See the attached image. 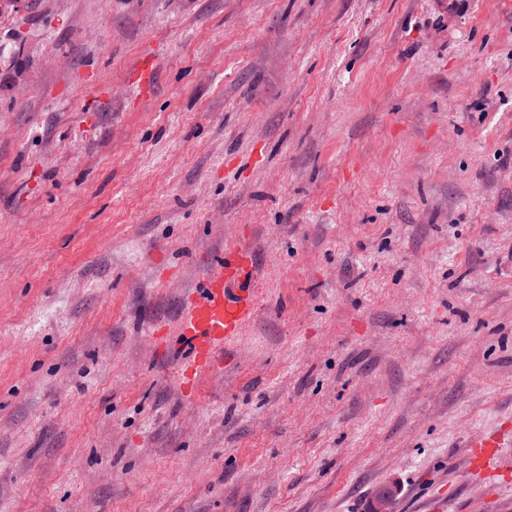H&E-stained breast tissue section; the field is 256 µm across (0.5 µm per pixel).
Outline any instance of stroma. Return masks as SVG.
Here are the masks:
<instances>
[{
	"label": "stroma",
	"mask_w": 512,
	"mask_h": 512,
	"mask_svg": "<svg viewBox=\"0 0 512 512\" xmlns=\"http://www.w3.org/2000/svg\"><path fill=\"white\" fill-rule=\"evenodd\" d=\"M241 245L257 312L186 394ZM387 484L512 512V0H0V512ZM240 248L232 260L224 256L203 270L196 294L187 305L179 336L192 353L182 384L194 387L197 379L224 364V344L237 336L256 310L253 292L256 267ZM472 460L480 468L493 473L496 464V449L499 445L494 440H487L477 445H472Z\"/></svg>",
	"instance_id": "35a3bbf8"
}]
</instances>
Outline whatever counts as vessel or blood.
<instances>
[{
  "label": "vessel or blood",
  "mask_w": 512,
  "mask_h": 512,
  "mask_svg": "<svg viewBox=\"0 0 512 512\" xmlns=\"http://www.w3.org/2000/svg\"><path fill=\"white\" fill-rule=\"evenodd\" d=\"M247 254V249H238L233 259L219 260L202 272L200 285L179 325V335L192 353L182 376L185 385H195L202 374L223 365L225 343L237 336L255 313L256 269ZM496 446L493 440L474 445L473 462L494 471Z\"/></svg>",
  "instance_id": "1"
}]
</instances>
